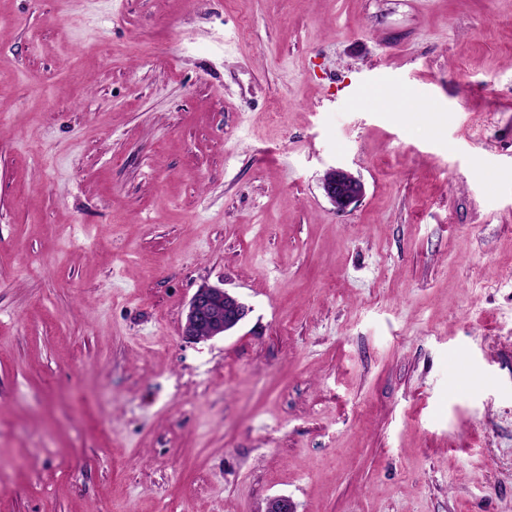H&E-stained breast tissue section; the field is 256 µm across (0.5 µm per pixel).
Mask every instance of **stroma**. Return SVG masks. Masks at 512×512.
Listing matches in <instances>:
<instances>
[{"mask_svg": "<svg viewBox=\"0 0 512 512\" xmlns=\"http://www.w3.org/2000/svg\"><path fill=\"white\" fill-rule=\"evenodd\" d=\"M274 496L512 512V0H0V512ZM322 188L337 211L344 212L364 193L362 182L343 168L329 169L322 181ZM248 307L234 294L218 286L199 288L191 297L184 321L182 336L187 340H201L225 336L237 328L248 314Z\"/></svg>", "mask_w": 512, "mask_h": 512, "instance_id": "stroma-1", "label": "stroma"}]
</instances>
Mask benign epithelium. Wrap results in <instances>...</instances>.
<instances>
[{"mask_svg": "<svg viewBox=\"0 0 512 512\" xmlns=\"http://www.w3.org/2000/svg\"><path fill=\"white\" fill-rule=\"evenodd\" d=\"M322 188L337 211L343 212L356 203L364 193L362 182L343 168L329 169ZM248 314V307L234 294L218 286H204L191 297L184 321L182 336L187 340L200 339L204 332L212 339L224 336L237 328Z\"/></svg>", "mask_w": 512, "mask_h": 512, "instance_id": "7a95c632", "label": "benign epithelium"}]
</instances>
